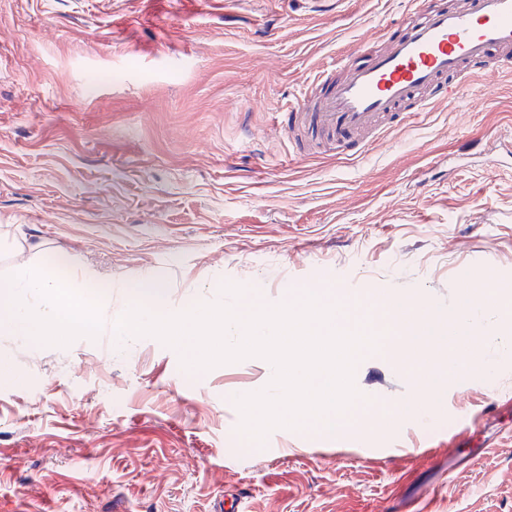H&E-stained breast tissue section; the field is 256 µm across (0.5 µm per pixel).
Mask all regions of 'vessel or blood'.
<instances>
[{
  "mask_svg": "<svg viewBox=\"0 0 512 512\" xmlns=\"http://www.w3.org/2000/svg\"><path fill=\"white\" fill-rule=\"evenodd\" d=\"M512 63V0H466L454 10L417 7L406 33L365 65L288 107V133L314 129L347 152L384 135L401 112L460 98L474 70Z\"/></svg>",
  "mask_w": 512,
  "mask_h": 512,
  "instance_id": "vessel-or-blood-1",
  "label": "vessel or blood"
}]
</instances>
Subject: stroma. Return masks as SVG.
Returning a JSON list of instances; mask_svg holds the SVG:
<instances>
[{
  "mask_svg": "<svg viewBox=\"0 0 512 512\" xmlns=\"http://www.w3.org/2000/svg\"><path fill=\"white\" fill-rule=\"evenodd\" d=\"M413 0H0V281L63 250L106 282L95 336H0V512H512V352L448 377L432 428L377 419L414 376L357 364L340 432L238 433L260 357L205 372L152 336L116 343L128 282L166 312L297 289L427 296L512 286V67L405 116L363 152L297 156L278 112L338 59L383 49Z\"/></svg>",
  "mask_w": 512,
  "mask_h": 512,
  "instance_id": "35a3bbf8",
  "label": "stroma"
}]
</instances>
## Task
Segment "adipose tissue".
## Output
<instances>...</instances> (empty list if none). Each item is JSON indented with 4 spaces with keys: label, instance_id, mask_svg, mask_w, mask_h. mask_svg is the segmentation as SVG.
Here are the masks:
<instances>
[{
    "label": "adipose tissue",
    "instance_id": "1",
    "mask_svg": "<svg viewBox=\"0 0 512 512\" xmlns=\"http://www.w3.org/2000/svg\"><path fill=\"white\" fill-rule=\"evenodd\" d=\"M45 262L46 272L0 283V336L97 335L101 320L91 307L111 299V290L84 283L82 301L74 303L64 295L65 289L73 285L69 277L72 269L69 254L56 251L48 254ZM32 295L45 298L46 306L31 309L28 298Z\"/></svg>",
    "mask_w": 512,
    "mask_h": 512
}]
</instances>
